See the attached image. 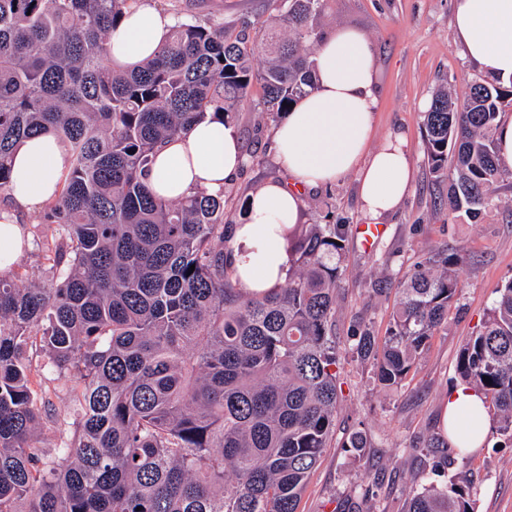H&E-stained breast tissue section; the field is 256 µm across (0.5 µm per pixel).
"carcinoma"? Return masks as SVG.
I'll use <instances>...</instances> for the list:
<instances>
[{
    "label": "carcinoma",
    "mask_w": 512,
    "mask_h": 512,
    "mask_svg": "<svg viewBox=\"0 0 512 512\" xmlns=\"http://www.w3.org/2000/svg\"><path fill=\"white\" fill-rule=\"evenodd\" d=\"M139 0H0V191L23 140L52 131L69 170L35 240L45 278L0 274V512H298L334 431L336 261L347 224L283 229L288 279L268 291L228 264L224 192L179 201L145 183L157 149L245 105L279 123L316 86L330 0H269L279 25L186 20L156 58L106 64L108 35ZM512 81L438 89L424 113L427 163L448 206L476 219L500 183L495 152ZM459 258L419 262L396 284L387 336L347 332L378 382L401 384L448 325ZM193 273H188L189 268ZM462 347L457 371L512 439V282ZM40 354L36 364L33 355ZM69 377L59 443L41 446L46 393L32 371ZM490 381L483 382V377ZM434 471L470 449L435 439ZM467 475L430 484L408 512H472Z\"/></svg>",
    "instance_id": "carcinoma-1"
}]
</instances>
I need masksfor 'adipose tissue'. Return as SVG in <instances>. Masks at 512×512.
Instances as JSON below:
<instances>
[{"instance_id":"ef3b65f1","label":"adipose tissue","mask_w":512,"mask_h":512,"mask_svg":"<svg viewBox=\"0 0 512 512\" xmlns=\"http://www.w3.org/2000/svg\"><path fill=\"white\" fill-rule=\"evenodd\" d=\"M174 18L144 4L127 12L110 35L112 58L122 65L152 59ZM453 31L464 57L502 82L512 81V0H453ZM316 89L300 99L274 132L286 182H269L252 192L235 221L229 259L243 287L265 291L285 283L288 256L281 244L283 225L299 221L305 191L358 177L359 201L373 222L394 213L406 197L413 174L412 152L400 134L373 145L379 107L377 61L363 32L336 28L316 48ZM246 163L234 129L205 120L174 137L156 153L145 182L154 194L180 199L197 191L216 192L235 179ZM65 146L45 132L24 140L11 158L13 211L0 213V272L21 257L23 229L14 210L34 211L55 202L68 172ZM473 414L457 437L479 447L487 426L480 395L465 386L449 392L442 426Z\"/></svg>"}]
</instances>
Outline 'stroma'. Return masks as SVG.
I'll return each instance as SVG.
<instances>
[{"label":"stroma","instance_id":"35a3bbf8","mask_svg":"<svg viewBox=\"0 0 512 512\" xmlns=\"http://www.w3.org/2000/svg\"><path fill=\"white\" fill-rule=\"evenodd\" d=\"M453 0H332L320 23L324 31L344 26L366 33L376 47L381 104L374 142L404 133L412 146L414 176L401 208L385 218L381 234L364 247L356 227L366 221L356 175L311 189L304 198V224H348L344 244L346 274L337 289L336 333L346 336L353 318L373 334L386 336L392 293L415 263L438 249L460 254V286L448 326L432 336L401 386L381 387L372 362L343 351L339 408L329 448L310 475L298 512H406L408 499L433 481V457L425 442L441 433L449 389L460 385L457 359L467 339L492 308L498 287L512 281V184L499 188L480 221L448 208V185L434 180L424 153V114L441 85L464 98L478 69L454 40ZM197 17L239 28L242 21L275 11L268 0H199ZM232 126L247 163L226 193L232 202L225 223H234L250 191L285 171L273 149L274 126L265 114L245 107ZM489 415L484 447L473 450L468 476L474 512H512V440L501 435ZM365 431L370 448L345 447L348 435Z\"/></svg>","mask_w":512,"mask_h":512}]
</instances>
